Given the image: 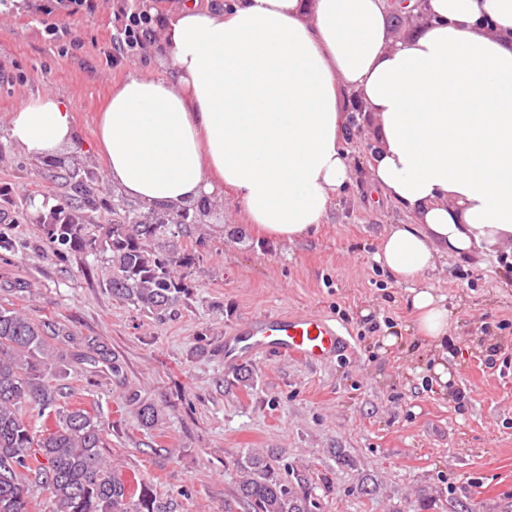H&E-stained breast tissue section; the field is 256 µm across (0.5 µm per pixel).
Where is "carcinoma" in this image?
<instances>
[{
	"instance_id": "1",
	"label": "carcinoma",
	"mask_w": 512,
	"mask_h": 512,
	"mask_svg": "<svg viewBox=\"0 0 512 512\" xmlns=\"http://www.w3.org/2000/svg\"><path fill=\"white\" fill-rule=\"evenodd\" d=\"M71 196L41 223L57 255L100 247L111 253L113 272L106 290L162 320L189 294L179 268L195 264L196 252L178 246L167 224H100L89 231L87 213L112 212L96 192L97 182L77 184L63 174ZM91 372L121 369L112 347L101 337H77L64 324L35 321L7 302L0 304V512H30L31 492L47 494L50 512H171V504L145 484L127 495L126 481L104 453V428L96 413L80 405L60 404V384L70 363ZM54 417L52 426L36 429L29 412ZM143 427L158 426L159 411L144 404ZM273 455L251 450L238 462L242 479L238 496L247 512H315L319 504L281 480Z\"/></svg>"
}]
</instances>
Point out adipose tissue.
<instances>
[{"label": "adipose tissue", "instance_id": "ef3b65f1", "mask_svg": "<svg viewBox=\"0 0 512 512\" xmlns=\"http://www.w3.org/2000/svg\"><path fill=\"white\" fill-rule=\"evenodd\" d=\"M395 32L386 0H183L160 37L166 75L131 71L101 112L94 157L116 193L179 205L232 190L251 228L295 243L352 181L348 95L373 116L370 181L411 218L375 260L408 286L416 330L448 337L438 258L512 247V0H423ZM39 161L79 143L71 101L7 119Z\"/></svg>", "mask_w": 512, "mask_h": 512}]
</instances>
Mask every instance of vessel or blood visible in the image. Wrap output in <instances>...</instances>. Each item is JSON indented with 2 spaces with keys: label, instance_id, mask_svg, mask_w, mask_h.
Segmentation results:
<instances>
[{
  "label": "vessel or blood",
  "instance_id": "b4317fda",
  "mask_svg": "<svg viewBox=\"0 0 512 512\" xmlns=\"http://www.w3.org/2000/svg\"><path fill=\"white\" fill-rule=\"evenodd\" d=\"M347 341L335 325L314 315L253 317L224 339V355L249 358L261 353L287 355L322 364L340 355Z\"/></svg>",
  "mask_w": 512,
  "mask_h": 512
}]
</instances>
